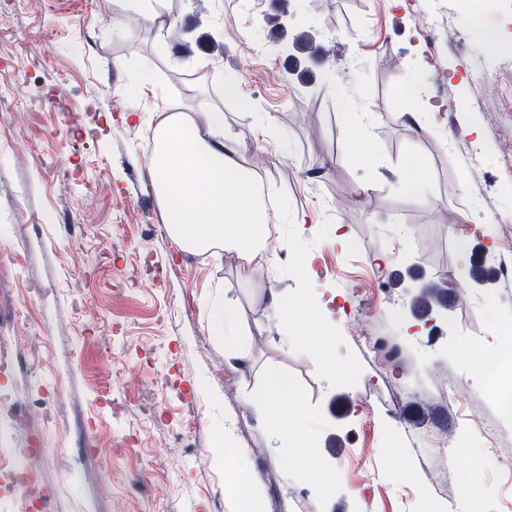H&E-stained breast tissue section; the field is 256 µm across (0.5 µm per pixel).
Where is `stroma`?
<instances>
[{
    "label": "stroma",
    "instance_id": "obj_1",
    "mask_svg": "<svg viewBox=\"0 0 512 512\" xmlns=\"http://www.w3.org/2000/svg\"><path fill=\"white\" fill-rule=\"evenodd\" d=\"M97 2L0 0V330L12 338L0 357V512H238V457L259 512H512V459L474 463L512 416L460 356L512 333V288L475 284L457 244L465 219L499 215L468 251L512 265V0L488 4L493 51L461 24V0H166L160 26ZM146 67L171 107L222 110L266 192L310 219L302 246L280 225L267 277L170 236L151 178L162 115L124 93ZM492 71L499 83L481 82ZM225 73L238 96H225ZM349 108L371 119L360 157L342 125ZM136 110L143 122L124 124ZM412 164L427 174L419 201L398 190ZM394 267L422 276L394 287ZM442 282L467 293L417 318L413 300ZM271 291L311 303L341 293L332 334L345 378L270 315ZM218 305L238 312L243 357L210 331ZM359 321L399 346L389 367ZM273 370L296 382L289 413L344 445L317 454L343 475L329 494L256 403ZM341 397L344 414L331 409ZM408 406L424 411L419 424L400 418ZM17 457L25 495L9 477Z\"/></svg>",
    "mask_w": 512,
    "mask_h": 512
}]
</instances>
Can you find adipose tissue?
Listing matches in <instances>:
<instances>
[{
    "label": "adipose tissue",
    "instance_id": "adipose-tissue-1",
    "mask_svg": "<svg viewBox=\"0 0 512 512\" xmlns=\"http://www.w3.org/2000/svg\"><path fill=\"white\" fill-rule=\"evenodd\" d=\"M151 164L168 231L187 250L221 247L246 264L265 251L277 211L269 205L248 158L225 140L222 111L199 119L183 112L169 115L155 129ZM269 309L289 329L306 332L307 346L324 366H332L328 326L333 311L328 303L295 307L274 296ZM294 391L295 382L287 373L273 371L257 401L269 413L273 434L297 443L308 439V432L281 413L283 399Z\"/></svg>",
    "mask_w": 512,
    "mask_h": 512
}]
</instances>
